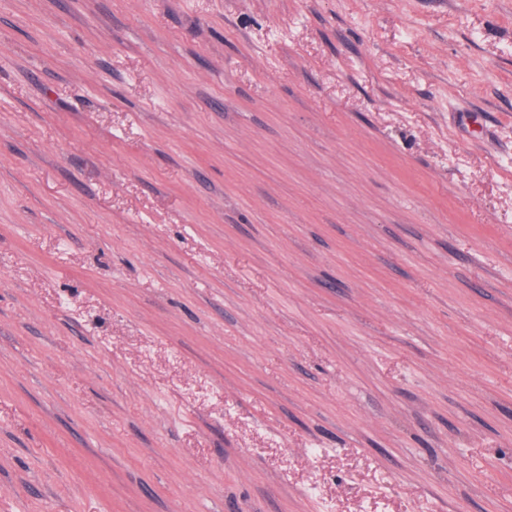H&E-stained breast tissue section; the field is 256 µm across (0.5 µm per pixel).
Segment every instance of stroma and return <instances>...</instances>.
<instances>
[{
    "instance_id": "35a3bbf8",
    "label": "stroma",
    "mask_w": 512,
    "mask_h": 512,
    "mask_svg": "<svg viewBox=\"0 0 512 512\" xmlns=\"http://www.w3.org/2000/svg\"><path fill=\"white\" fill-rule=\"evenodd\" d=\"M0 512H512V0H0Z\"/></svg>"
}]
</instances>
